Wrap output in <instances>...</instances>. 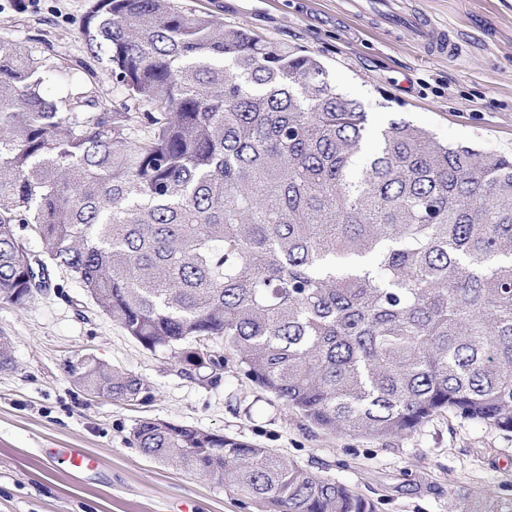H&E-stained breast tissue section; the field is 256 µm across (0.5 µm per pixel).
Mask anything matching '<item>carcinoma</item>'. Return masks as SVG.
Returning <instances> with one entry per match:
<instances>
[{
  "label": "carcinoma",
  "mask_w": 512,
  "mask_h": 512,
  "mask_svg": "<svg viewBox=\"0 0 512 512\" xmlns=\"http://www.w3.org/2000/svg\"><path fill=\"white\" fill-rule=\"evenodd\" d=\"M82 34L149 133L47 99L44 59L0 49V301L46 291L49 265L147 350L218 369L222 340L318 429L388 441L448 411L512 432V155L400 119L360 166L367 112L317 59L170 0H96ZM66 367L89 394L151 396L96 358ZM132 443L262 512H377L228 435L144 419ZM448 512L512 497L450 491Z\"/></svg>",
  "instance_id": "cac0c4a2"
}]
</instances>
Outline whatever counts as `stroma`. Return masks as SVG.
Instances as JSON below:
<instances>
[{
    "label": "stroma",
    "instance_id": "35a3bbf8",
    "mask_svg": "<svg viewBox=\"0 0 512 512\" xmlns=\"http://www.w3.org/2000/svg\"><path fill=\"white\" fill-rule=\"evenodd\" d=\"M403 2L454 34L456 58L425 55L400 28L356 16L347 0H173L319 59L330 83L361 103L370 134L405 118L448 142L511 155L512 0ZM94 3L0 0V48L46 57L50 99L80 94L111 112L126 94L86 52L82 24ZM0 336L14 356L13 370L0 372V512H180L186 502L197 512H259L220 481L144 455L130 439L145 418L272 449L372 498L378 512H447L452 489L512 493V433L448 412L388 442L322 432L248 380L233 357L213 384L211 369L189 372L143 348L64 270L26 306L0 301ZM84 354L146 379L151 400L81 391L65 366ZM52 448L88 452L100 468L74 478Z\"/></svg>",
    "mask_w": 512,
    "mask_h": 512
}]
</instances>
